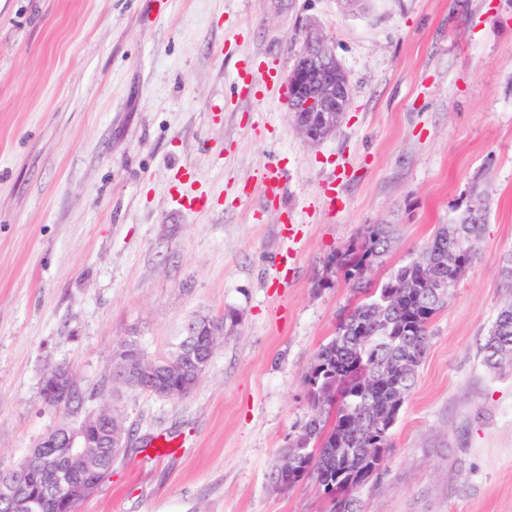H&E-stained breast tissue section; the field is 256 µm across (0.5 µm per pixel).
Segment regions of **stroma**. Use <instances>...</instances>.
<instances>
[{
    "instance_id": "obj_1",
    "label": "stroma",
    "mask_w": 512,
    "mask_h": 512,
    "mask_svg": "<svg viewBox=\"0 0 512 512\" xmlns=\"http://www.w3.org/2000/svg\"><path fill=\"white\" fill-rule=\"evenodd\" d=\"M310 23L350 88L315 143L286 87ZM475 187L479 258L429 325L360 512H512V371L481 353L512 299V0H0V464L67 420L42 393L63 365L83 411L116 403L133 430L78 512H325L309 482L270 474L306 369L359 302L322 284L326 263L388 224L385 277ZM228 310L190 395L101 392L120 341L153 360ZM159 437L177 453L157 456Z\"/></svg>"
}]
</instances>
